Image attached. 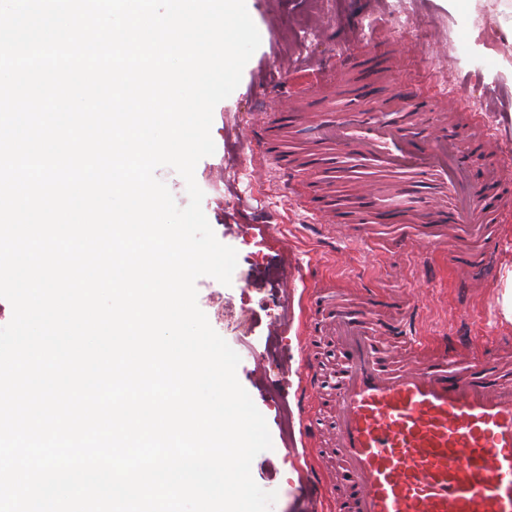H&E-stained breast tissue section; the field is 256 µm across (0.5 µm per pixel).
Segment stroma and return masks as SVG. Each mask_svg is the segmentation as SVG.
Here are the masks:
<instances>
[{
    "label": "stroma",
    "instance_id": "stroma-1",
    "mask_svg": "<svg viewBox=\"0 0 512 512\" xmlns=\"http://www.w3.org/2000/svg\"><path fill=\"white\" fill-rule=\"evenodd\" d=\"M261 45L244 68L239 86L214 109L213 155L195 169L204 193L203 211L217 239L237 252L229 286L221 290L224 320L206 299L208 277L196 282L199 307L214 330L241 357L237 378L265 417L277 456L260 453L251 474L263 490L276 492L271 512H324L326 498L309 479L310 448L301 437L295 404L304 357L299 333L307 294L333 292L340 300L374 296L413 307L416 343L433 345L459 332L473 336L475 353L498 346L499 363L512 369V322L500 298L506 262L512 261V196H488L500 212L498 242L488 278L467 301L457 294L461 272L450 270L448 254L457 241L426 252L415 245L396 253L384 239L392 224H367L362 233L337 225L308 223L304 210L274 160L254 161L247 141L254 127L282 110L281 82L308 88L313 71L335 65L329 97L343 102L346 86L371 85L376 99L393 92L388 69L416 81L435 76L448 93L482 111L498 138L487 164L504 165L512 179V45L496 40L492 21L512 20L502 0H247ZM291 277L295 289L283 292ZM263 353L265 370H255L253 353Z\"/></svg>",
    "mask_w": 512,
    "mask_h": 512
}]
</instances>
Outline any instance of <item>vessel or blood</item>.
I'll return each mask as SVG.
<instances>
[{"mask_svg":"<svg viewBox=\"0 0 512 512\" xmlns=\"http://www.w3.org/2000/svg\"><path fill=\"white\" fill-rule=\"evenodd\" d=\"M389 76L397 92L380 102L350 87L343 110L326 103L311 127L319 149L306 161L284 152V123L260 126L251 140L259 153L277 158L290 185L306 166L321 168L328 180L340 166L367 173L353 214L341 220L358 228L386 193L393 213L410 219L389 238L392 248L410 241L433 247L449 224L464 230L490 224L474 204L452 128L471 125L486 143L494 141L493 130L442 82L409 91L402 72ZM495 240L488 234L476 250L457 243L451 264L482 268ZM306 309L300 406L323 384L317 358L323 338L342 355L331 399L334 437L315 458L331 512H512L511 375L488 358L459 362L447 349L415 361L396 358L395 349H410L415 339L407 314L386 321L372 304L339 305L315 292Z\"/></svg>","mask_w":512,"mask_h":512,"instance_id":"b4317fda","label":"vessel or blood"}]
</instances>
